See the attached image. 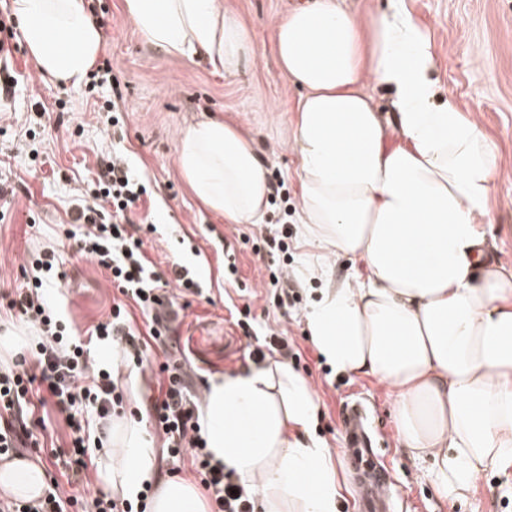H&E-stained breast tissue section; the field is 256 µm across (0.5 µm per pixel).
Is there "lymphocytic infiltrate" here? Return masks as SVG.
Masks as SVG:
<instances>
[{
	"label": "lymphocytic infiltrate",
	"mask_w": 512,
	"mask_h": 512,
	"mask_svg": "<svg viewBox=\"0 0 512 512\" xmlns=\"http://www.w3.org/2000/svg\"><path fill=\"white\" fill-rule=\"evenodd\" d=\"M147 188L132 169L127 156L113 151L82 205L67 238L76 241L80 252L108 271L124 299L112 306L108 320L86 334L77 333L59 305L50 299L63 274L58 254L48 245L30 253L27 266L32 273L26 286L8 301L19 322L34 328L38 339L21 352L14 364L0 368V461L23 457L25 450L38 447L37 406L53 404L65 413L69 452L59 475L51 477L41 497L20 500L0 496V512H135L133 502L118 496L94 493L85 497L71 492L74 483H90L93 449L103 447L104 437H91V426L108 429L119 415L126 386L121 371L99 365L91 356L90 345L104 341L115 346L122 363L143 365L150 344L170 349L166 363L159 367L156 388L148 417L155 433L162 437L168 457H189L191 471L198 478L211 502V512H255L257 493L240 483L234 471L214 462L201 435L199 403L189 393L188 374L179 356L174 322L177 297L200 294L196 274L175 264L173 279H165L146 257L139 225L130 221ZM287 230L272 229L264 243L270 256L269 283L278 306L294 303L286 285L291 276L287 266L277 263L287 252ZM134 301L147 322L136 327L126 306Z\"/></svg>",
	"instance_id": "lymphocytic-infiltrate-1"
}]
</instances>
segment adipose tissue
<instances>
[{
	"mask_svg": "<svg viewBox=\"0 0 512 512\" xmlns=\"http://www.w3.org/2000/svg\"><path fill=\"white\" fill-rule=\"evenodd\" d=\"M26 47L48 77L80 84L101 50L86 0H13ZM155 47L237 72L248 29L224 0H124ZM274 50L301 88L288 139L298 161L301 239L320 259L305 277L324 288L307 314L314 346L339 373L396 389L405 448L430 460L441 495L512 467V268L489 261L497 150L454 98L439 94L429 30L405 0L359 18L311 0L274 25ZM390 95L380 111L367 83ZM177 160L195 196L237 224L265 219L269 184L251 141L224 119L183 127ZM356 271L335 278L332 257ZM316 401L281 363L211 380L201 418L214 461L256 488L263 512H337L340 487L314 437ZM102 456L106 492L133 498L152 484L150 512H206L196 488L157 475L139 426L122 420ZM0 487L32 500L46 474L16 459Z\"/></svg>",
	"mask_w": 512,
	"mask_h": 512,
	"instance_id": "obj_1",
	"label": "adipose tissue"
}]
</instances>
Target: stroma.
<instances>
[{"label": "stroma", "instance_id": "35a3bbf8", "mask_svg": "<svg viewBox=\"0 0 512 512\" xmlns=\"http://www.w3.org/2000/svg\"><path fill=\"white\" fill-rule=\"evenodd\" d=\"M102 32L101 57L110 60L112 81L95 91L42 77L26 46L9 61L10 92L0 93V293L23 287L28 252L53 244L66 277L64 312L78 332L106 320L118 290L108 273L63 236L79 190L93 184L113 150L125 152L148 184L130 215L157 230L144 236V252L164 277L174 262L192 265L203 282L201 295L178 327L179 342L192 360V390L204 394L210 379L252 363V350L268 330L286 332L300 357L268 351L266 361H286L307 380L318 404L313 434L328 448L341 496L337 512H360V500L343 454L339 413L365 397L381 430L380 454L393 480L397 512H512V468L483 474L461 497L442 496L431 463L411 455L395 427L397 392L368 375L331 371L310 340L305 313L319 296V283L299 270L312 258L303 246L297 214L298 164L285 144L299 88L282 76L273 50V26L309 0H224L225 8L252 33L255 52L232 75L207 62H191L153 47L127 20L124 0H90ZM431 31L438 58L436 78L498 148V175L488 225L490 260L512 267V0H407ZM117 100L124 124L112 128L102 105ZM204 114L223 117L246 132L270 183L285 182L287 194L271 195L262 224H232L192 193L177 165L182 127ZM288 226V266L299 297L283 310L267 293L264 239L271 223ZM234 253L237 276L224 270ZM253 317L249 332L236 320Z\"/></svg>", "mask_w": 512, "mask_h": 512}]
</instances>
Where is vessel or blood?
<instances>
[{
  "mask_svg": "<svg viewBox=\"0 0 512 512\" xmlns=\"http://www.w3.org/2000/svg\"><path fill=\"white\" fill-rule=\"evenodd\" d=\"M342 418L346 445L358 470L357 488L363 507L366 512H390L388 472L375 448L366 407L359 403L347 406Z\"/></svg>",
  "mask_w": 512,
  "mask_h": 512,
  "instance_id": "vessel-or-blood-1",
  "label": "vessel or blood"
}]
</instances>
